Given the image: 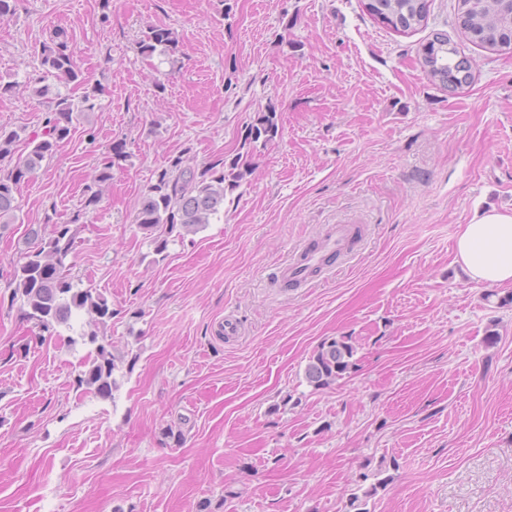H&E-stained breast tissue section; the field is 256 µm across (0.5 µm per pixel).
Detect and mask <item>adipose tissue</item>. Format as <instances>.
Returning a JSON list of instances; mask_svg holds the SVG:
<instances>
[{"label": "adipose tissue", "instance_id": "obj_1", "mask_svg": "<svg viewBox=\"0 0 512 512\" xmlns=\"http://www.w3.org/2000/svg\"><path fill=\"white\" fill-rule=\"evenodd\" d=\"M456 258L477 283H512V212L492 208L475 214L457 237Z\"/></svg>", "mask_w": 512, "mask_h": 512}]
</instances>
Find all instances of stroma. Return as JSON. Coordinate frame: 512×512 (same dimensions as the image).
I'll use <instances>...</instances> for the list:
<instances>
[{
	"label": "stroma",
	"mask_w": 512,
	"mask_h": 512,
	"mask_svg": "<svg viewBox=\"0 0 512 512\" xmlns=\"http://www.w3.org/2000/svg\"><path fill=\"white\" fill-rule=\"evenodd\" d=\"M456 3L429 0L407 35L364 0H19L0 21L15 85L0 127H43L26 88L56 34L103 89L0 234V512H350L354 496L367 512H512V286L470 280L454 251L476 211H512V55L468 41ZM153 25L174 54L140 53ZM438 33L471 84L426 76ZM270 107L277 137L247 139ZM118 139L127 155L88 203ZM178 155L251 173L202 228L143 231L142 197ZM71 221L72 275L113 312L106 400L77 383L86 317L44 334L11 282L30 226L48 239ZM344 221L363 226L354 249L280 288L290 254ZM340 336L356 367L315 388L308 361Z\"/></svg>",
	"instance_id": "1"
}]
</instances>
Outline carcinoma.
<instances>
[{
	"instance_id": "obj_1",
	"label": "carcinoma",
	"mask_w": 512,
	"mask_h": 512,
	"mask_svg": "<svg viewBox=\"0 0 512 512\" xmlns=\"http://www.w3.org/2000/svg\"><path fill=\"white\" fill-rule=\"evenodd\" d=\"M428 0H367L365 9L376 21L389 29L408 34L423 26L429 15ZM501 9L487 10L471 0H458L456 25L467 38L482 47L488 41L512 49V24L500 20ZM178 39L173 29L167 26H151L138 43L139 51L151 55L159 50L173 54ZM455 47L448 46V36L441 33L422 46L423 65L428 76L446 86H463L469 83L471 71ZM40 65L45 72L63 83L85 82L80 68L65 40H54L41 49ZM29 96L47 104L51 115L46 118L41 130L28 138V152L13 158L14 145L20 139L15 130L0 128V162L14 159L12 166L0 167V229L16 222L17 187L30 180L41 168L42 162L71 132L74 118L79 112L95 108L100 89L91 87L76 102L70 96L49 84L28 86ZM279 132L277 114L270 107L258 115L248 127L247 136L257 141L273 140ZM251 173L248 167H239L233 162L229 171L210 165L200 171L184 165L182 157L169 161L156 183L144 195L135 214V223L141 229L151 231L159 224H179L188 231L210 223L221 204L226 189L236 187ZM77 231L69 224L54 225L53 236L45 245L30 250L23 262L15 269L12 279L14 294L26 307L25 314L44 331L54 324H69L72 316L84 313L90 317L94 329L81 332L80 336L94 346L84 360L86 370L77 381L88 392L104 399L112 397L116 388L113 371L115 356L106 345L99 342L97 327L106 326L112 319V308L108 300L91 288H79L74 283L70 267L65 263L76 248ZM356 348L349 339L341 336L325 341L309 358L305 377L316 388L326 387L343 378L355 368L353 357Z\"/></svg>"
}]
</instances>
